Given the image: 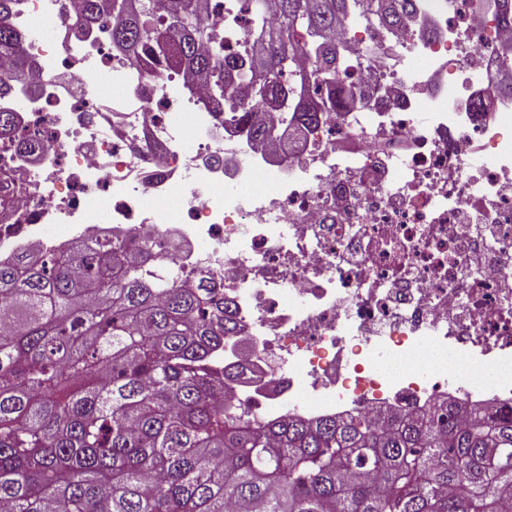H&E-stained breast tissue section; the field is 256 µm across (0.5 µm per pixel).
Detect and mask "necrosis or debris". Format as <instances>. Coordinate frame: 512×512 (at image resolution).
<instances>
[{"mask_svg": "<svg viewBox=\"0 0 512 512\" xmlns=\"http://www.w3.org/2000/svg\"><path fill=\"white\" fill-rule=\"evenodd\" d=\"M14 0L35 77L0 97V259L141 235L207 281L234 413L275 420L512 402V13L413 0L348 24L359 104L265 147L185 72L112 47L111 12Z\"/></svg>", "mask_w": 512, "mask_h": 512, "instance_id": "4bbe7bcc", "label": "necrosis or debris"}]
</instances>
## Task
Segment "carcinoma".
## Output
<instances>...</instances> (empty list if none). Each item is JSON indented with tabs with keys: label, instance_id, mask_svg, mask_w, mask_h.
Returning a JSON list of instances; mask_svg holds the SVG:
<instances>
[{
	"label": "carcinoma",
	"instance_id": "cac0c4a2",
	"mask_svg": "<svg viewBox=\"0 0 512 512\" xmlns=\"http://www.w3.org/2000/svg\"><path fill=\"white\" fill-rule=\"evenodd\" d=\"M245 53L209 51L198 0H84L112 44L209 84L232 120L312 123L351 98L347 21L389 28L408 0H242ZM0 0V62L32 78ZM289 99L281 109L283 98ZM79 243L0 260V512H512V408L274 423L224 411V298Z\"/></svg>",
	"mask_w": 512,
	"mask_h": 512
}]
</instances>
